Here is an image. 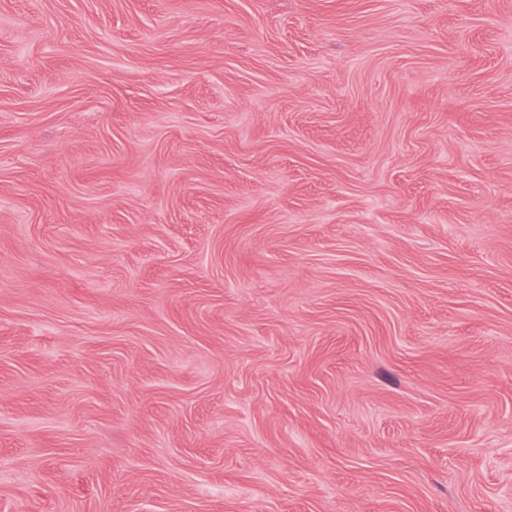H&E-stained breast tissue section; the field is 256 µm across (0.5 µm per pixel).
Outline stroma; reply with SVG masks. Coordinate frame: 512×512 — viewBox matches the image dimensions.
<instances>
[{
	"mask_svg": "<svg viewBox=\"0 0 512 512\" xmlns=\"http://www.w3.org/2000/svg\"><path fill=\"white\" fill-rule=\"evenodd\" d=\"M0 512H512V0H0Z\"/></svg>",
	"mask_w": 512,
	"mask_h": 512,
	"instance_id": "1",
	"label": "stroma"
}]
</instances>
